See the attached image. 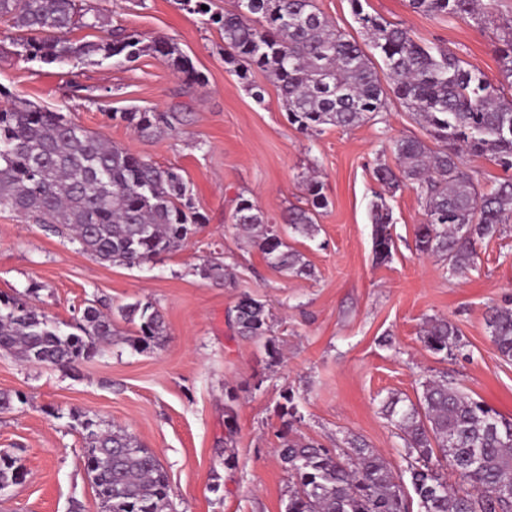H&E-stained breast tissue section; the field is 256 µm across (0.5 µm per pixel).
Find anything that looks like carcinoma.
Returning <instances> with one entry per match:
<instances>
[{"label": "carcinoma", "instance_id": "carcinoma-1", "mask_svg": "<svg viewBox=\"0 0 512 512\" xmlns=\"http://www.w3.org/2000/svg\"><path fill=\"white\" fill-rule=\"evenodd\" d=\"M368 35L361 45L336 28L314 0H233L232 8L208 13L209 0H180L190 13L209 15L224 31L230 62L272 75L291 121L305 131L322 125L357 126L386 111L384 90L373 57L383 63L393 95L424 123L444 147L433 151L417 138L391 141L395 166L377 165L375 179L391 191L410 183L425 201L426 222L415 230V250L436 256L462 275L475 267L477 244L512 223V178L490 192H478L463 170L462 156H485L512 169V33L497 49L502 80L488 82L481 70L439 45L418 44L405 28L364 13L362 0H350ZM494 0H409L416 12L483 20ZM19 32L28 58L51 63H81L93 57L132 60L145 52L164 58L192 83L200 82L174 40L144 43L121 28L97 41L75 40L79 28L95 29L101 17L79 0H0V19ZM0 210L31 213L77 241L94 258L140 265L181 247L207 222L195 206L182 175L103 141L61 112L43 110L0 90ZM138 133L169 125L166 113L113 114ZM307 206L290 207L282 221L291 231L313 238L316 210L326 207L320 182H306ZM235 225L259 247L274 268L295 276L311 275L302 254L291 249L257 204L239 195ZM372 250L378 262L395 248L392 210L384 198L372 204ZM204 279L231 282L226 265L207 262ZM121 319L138 323L130 339L137 349L159 346L165 338L160 313L139 302L119 308ZM238 335L266 339L271 361L280 350L271 332L270 311L245 296L234 309ZM486 326L501 357L512 361V307L492 306ZM114 317L94 305L73 324L50 319L23 295L0 297V350L27 362L72 367L112 343ZM424 344L445 356L459 346L457 326L445 318L426 323ZM279 417L287 430L301 422L294 397L281 395ZM233 390L225 392L224 447L234 443ZM385 416L403 441L409 481L364 441L332 452L313 441L280 436L279 457L292 479L285 512H512V421L471 399L442 375L422 382L413 402L391 394ZM90 453L84 466L102 512H173L169 477L158 457L123 429L99 428L82 415L73 417ZM478 455L480 463L472 464ZM460 483H448L441 460ZM21 459L0 453V486L19 483ZM414 496H409L405 484Z\"/></svg>", "mask_w": 512, "mask_h": 512}]
</instances>
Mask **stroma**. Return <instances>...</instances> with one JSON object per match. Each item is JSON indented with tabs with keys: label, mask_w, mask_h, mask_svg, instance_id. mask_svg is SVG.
I'll return each mask as SVG.
<instances>
[{
	"label": "stroma",
	"mask_w": 512,
	"mask_h": 512,
	"mask_svg": "<svg viewBox=\"0 0 512 512\" xmlns=\"http://www.w3.org/2000/svg\"><path fill=\"white\" fill-rule=\"evenodd\" d=\"M143 41L178 43L194 69L187 82L163 58L45 64L14 45L0 21V88L41 108L66 114L99 138L167 168L181 170L208 221L176 251L133 267L103 262L47 225L0 211V295H23L51 319L72 321L87 303L103 310L152 303L164 316L162 345L144 351L127 342L135 324L118 322L110 347L62 369L0 352V392L21 394L0 412V452L21 457L26 475L0 512H100L84 469V439L72 414L125 428L168 471L175 512H284L289 478L278 457L282 421L276 405L291 392L302 416L295 435L329 449L358 437L394 472L407 462L384 416L389 394L416 399L425 379L448 375L470 397L512 420V361L504 360L486 326L489 306H512V223L478 247L475 268L457 276L414 249L423 207L409 186L383 192L377 162L393 163L392 140L430 134L397 99L379 123L292 125L275 83L261 71L240 77L226 60L224 34L207 16L177 0H82ZM366 13L407 28L421 44L448 48L501 80L495 53L512 22V0H496L492 17L475 23L428 17L409 0H362ZM177 111L171 129L140 135L120 112ZM327 199L314 239L286 233L311 265L309 277L271 267L233 226L237 196L256 202L270 224L289 206L305 205L308 178ZM384 193L393 213L396 248L389 262L372 251L371 204ZM220 258L231 284L201 278ZM268 304L272 336L283 354L271 365L262 342L235 332L231 317L244 296ZM451 320L460 333L452 356L423 342L425 321ZM235 388L236 435L224 446V399Z\"/></svg>",
	"instance_id": "obj_1"
}]
</instances>
